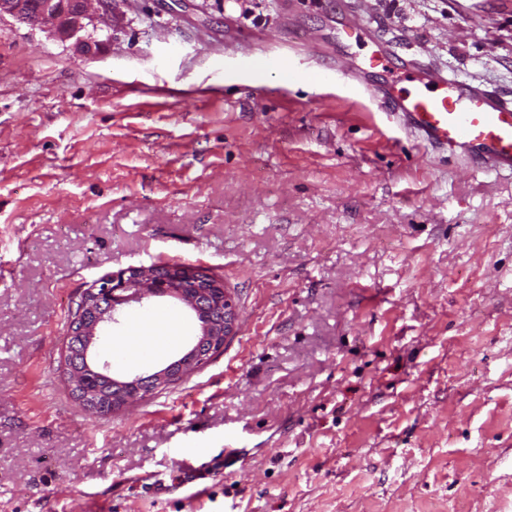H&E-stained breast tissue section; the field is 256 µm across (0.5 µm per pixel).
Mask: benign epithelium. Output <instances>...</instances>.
Instances as JSON below:
<instances>
[{"instance_id":"1","label":"benign epithelium","mask_w":512,"mask_h":512,"mask_svg":"<svg viewBox=\"0 0 512 512\" xmlns=\"http://www.w3.org/2000/svg\"><path fill=\"white\" fill-rule=\"evenodd\" d=\"M109 3L111 0H0V17L9 15L40 26L61 41L74 38L78 49L90 55L99 41L82 36V32L96 17L110 25L109 19L100 16L102 11L109 12ZM164 297L183 303L199 322L200 334L181 356L150 375L126 379L110 375L105 363L89 364L88 352L101 327L116 322V315L132 302ZM237 322L238 306L224 281L193 266L154 263L106 276L77 301L63 351L68 387L77 389L79 402L92 413L121 411L206 364L235 335Z\"/></svg>"}]
</instances>
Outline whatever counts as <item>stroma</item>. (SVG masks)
<instances>
[{"mask_svg":"<svg viewBox=\"0 0 512 512\" xmlns=\"http://www.w3.org/2000/svg\"><path fill=\"white\" fill-rule=\"evenodd\" d=\"M348 6L512 96V0H112L90 56L0 17V512H512V175L314 77L369 50L336 43ZM159 261L222 277L238 332L89 414L61 368L76 301ZM168 311L179 343L105 350L114 376L187 349L171 298L108 333Z\"/></svg>","mask_w":512,"mask_h":512,"instance_id":"obj_1","label":"stroma"}]
</instances>
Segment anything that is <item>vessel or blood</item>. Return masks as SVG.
<instances>
[{"mask_svg": "<svg viewBox=\"0 0 512 512\" xmlns=\"http://www.w3.org/2000/svg\"><path fill=\"white\" fill-rule=\"evenodd\" d=\"M349 81L378 70L389 73L383 88L369 87L406 130L437 151L472 164L512 172V98L473 82L449 78L412 56H400L380 38Z\"/></svg>", "mask_w": 512, "mask_h": 512, "instance_id": "b4317fda", "label": "vessel or blood"}]
</instances>
